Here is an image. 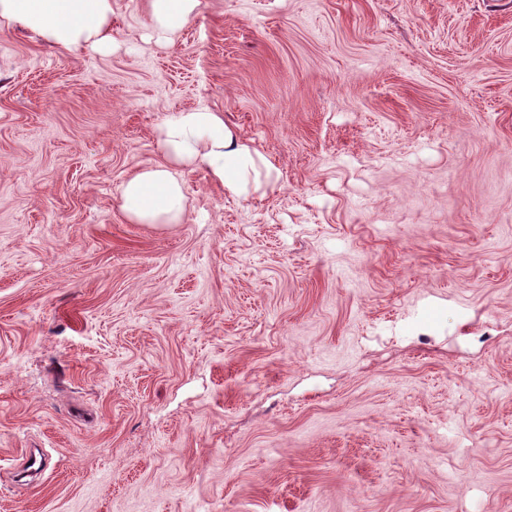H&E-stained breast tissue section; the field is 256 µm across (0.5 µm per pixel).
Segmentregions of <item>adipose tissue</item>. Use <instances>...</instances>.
<instances>
[{
  "instance_id": "1",
  "label": "adipose tissue",
  "mask_w": 512,
  "mask_h": 512,
  "mask_svg": "<svg viewBox=\"0 0 512 512\" xmlns=\"http://www.w3.org/2000/svg\"><path fill=\"white\" fill-rule=\"evenodd\" d=\"M149 28L169 34L197 13L200 0H146ZM20 27L76 53L112 48V0H0V29ZM161 161L139 169L121 186L120 209L135 224H180L186 217L184 173H207L227 194L253 185L257 161L250 146L202 106L164 118L155 128Z\"/></svg>"
}]
</instances>
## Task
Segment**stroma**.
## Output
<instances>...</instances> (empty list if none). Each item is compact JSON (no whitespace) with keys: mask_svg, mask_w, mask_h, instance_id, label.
I'll return each mask as SVG.
<instances>
[{"mask_svg":"<svg viewBox=\"0 0 512 512\" xmlns=\"http://www.w3.org/2000/svg\"><path fill=\"white\" fill-rule=\"evenodd\" d=\"M147 26L0 33V512H512V0ZM201 105L270 184L129 222Z\"/></svg>","mask_w":512,"mask_h":512,"instance_id":"obj_1","label":"stroma"}]
</instances>
